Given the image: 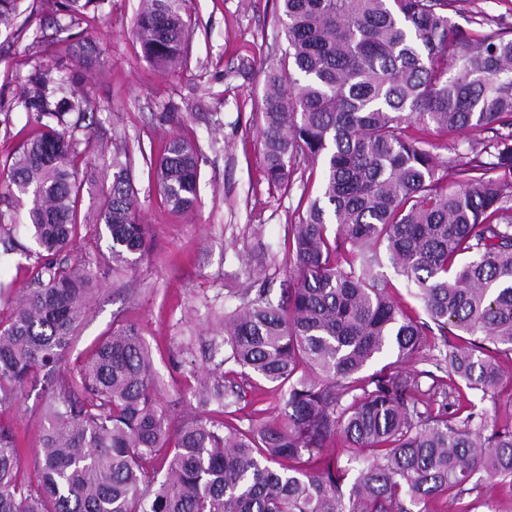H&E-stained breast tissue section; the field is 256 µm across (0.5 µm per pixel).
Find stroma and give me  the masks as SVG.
<instances>
[{"instance_id":"stroma-1","label":"stroma","mask_w":512,"mask_h":512,"mask_svg":"<svg viewBox=\"0 0 512 512\" xmlns=\"http://www.w3.org/2000/svg\"><path fill=\"white\" fill-rule=\"evenodd\" d=\"M140 0H106L98 15L54 23L44 0H22L16 26L0 31V179L4 165L36 127L20 102L27 76L53 64L78 42L97 58L78 70L91 88L100 128L125 141L133 154L140 217L152 249L136 266L115 271L92 267L97 289L79 326L73 355L90 351L122 324L136 325L150 348L161 403L172 423L194 412L193 369L213 367L211 330L218 316L236 309L246 291L269 289L279 298L291 284L287 229L305 213L315 189L294 182L277 188L266 179L258 136L267 67L287 48L276 0H185L192 37L181 66L157 70L131 35ZM454 20L468 27L484 17L512 28V0H462ZM200 148L197 203L191 215L162 202L150 167L169 137ZM13 236L17 249L0 258V282L30 285L36 244L25 225ZM226 380L242 383L245 396L224 421L240 429L279 417V392L262 379H242L225 364ZM42 378L32 379L17 405L0 413L20 452L18 478L34 479L46 425Z\"/></svg>"}]
</instances>
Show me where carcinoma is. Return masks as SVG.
Returning a JSON list of instances; mask_svg holds the SVG:
<instances>
[{
    "mask_svg": "<svg viewBox=\"0 0 512 512\" xmlns=\"http://www.w3.org/2000/svg\"><path fill=\"white\" fill-rule=\"evenodd\" d=\"M50 2L70 19L104 4ZM181 2L142 0L131 29L163 71L188 45ZM449 2L278 0L288 52L266 72V174L284 189L296 174L317 181L318 195L291 225L294 287L276 303L260 290L224 317L211 338L224 357L195 375L199 411L175 432L133 325L56 378L97 283L90 262L61 254L84 229L118 270L152 238L128 150L82 126L94 101L70 62L91 56L74 48L26 80L21 103L40 130L0 185V244L12 251L23 209L38 251L33 282L0 323V411L41 374L48 427L26 484L0 426V512H428L435 498L477 502L492 482H512V420L491 426L456 404L495 391L497 354H512V31L465 30ZM19 3L0 0V27ZM432 125L474 136L440 145ZM199 151L172 136L153 162L175 211L194 208ZM107 156L96 223L82 225L77 159ZM386 263L425 317L394 297ZM426 350L446 377L407 368ZM226 362L280 390L281 421L241 431L209 416L243 399L224 382ZM338 434L343 458L327 452Z\"/></svg>",
    "mask_w": 512,
    "mask_h": 512,
    "instance_id": "obj_1",
    "label": "carcinoma"
}]
</instances>
